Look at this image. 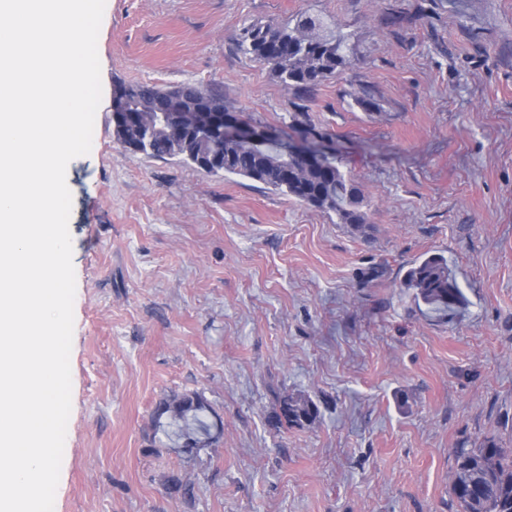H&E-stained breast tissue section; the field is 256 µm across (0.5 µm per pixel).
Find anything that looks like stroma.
Returning a JSON list of instances; mask_svg holds the SVG:
<instances>
[{
    "label": "stroma",
    "instance_id": "stroma-1",
    "mask_svg": "<svg viewBox=\"0 0 512 512\" xmlns=\"http://www.w3.org/2000/svg\"><path fill=\"white\" fill-rule=\"evenodd\" d=\"M321 15L352 62L312 92L239 48ZM102 100L72 160V409L54 512H455L453 452L512 446V0H106ZM305 106L370 200L365 232L249 179L126 151L116 90ZM372 109H365V102ZM441 254L447 314L403 280ZM218 424L183 452L161 399ZM303 396L312 423L275 424Z\"/></svg>",
    "mask_w": 512,
    "mask_h": 512
}]
</instances>
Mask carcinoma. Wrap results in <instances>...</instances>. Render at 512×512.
<instances>
[{
  "mask_svg": "<svg viewBox=\"0 0 512 512\" xmlns=\"http://www.w3.org/2000/svg\"><path fill=\"white\" fill-rule=\"evenodd\" d=\"M240 49L270 66L273 76L285 87L304 92L350 63L343 51V39L327 32L323 19L310 12L297 14L292 24L269 21L245 27ZM171 93L188 106L224 104L220 94L192 84L170 89L149 84L123 86L114 99L126 104L128 111L115 113L113 120L117 141L124 149L152 157L200 160L206 164L205 172H224L261 183L316 209L335 212L341 224L359 227L367 223L369 203L336 159H326L318 169L306 167L301 157L281 150L284 131L276 128L272 129L276 140L269 146V152L261 156L236 141L198 140L162 123L157 109L163 97ZM288 130L298 135L325 137L310 123L303 107L292 113ZM403 286L413 291L415 300L436 311L456 310L465 301L448 268V260L440 254L414 264ZM204 409L203 398L191 393L162 401L157 413L168 415L170 423L182 429L193 424L207 436L209 425L199 418ZM317 415L318 408L312 401L291 396L282 400L276 418L281 423L299 426L314 421ZM449 490L458 512H512V448L490 437L476 448L456 449Z\"/></svg>",
  "mask_w": 512,
  "mask_h": 512,
  "instance_id": "cac0c4a2",
  "label": "carcinoma"
}]
</instances>
